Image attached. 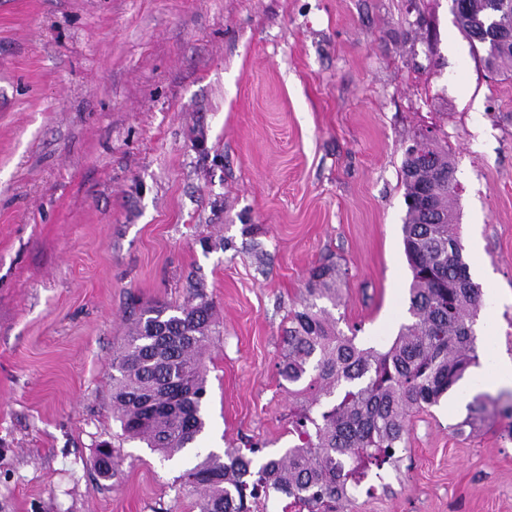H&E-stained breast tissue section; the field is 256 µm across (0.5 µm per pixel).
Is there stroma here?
<instances>
[{
    "mask_svg": "<svg viewBox=\"0 0 512 512\" xmlns=\"http://www.w3.org/2000/svg\"><path fill=\"white\" fill-rule=\"evenodd\" d=\"M425 129L456 162L489 356L347 512H512V418L455 431L460 396H497L486 370L512 358V77L451 0H0V512H199L194 450L164 458L112 416L141 305L198 290L200 447L283 454L306 400L278 368L310 270L339 265L331 313L358 346L411 321L401 168Z\"/></svg>",
    "mask_w": 512,
    "mask_h": 512,
    "instance_id": "stroma-1",
    "label": "stroma"
}]
</instances>
